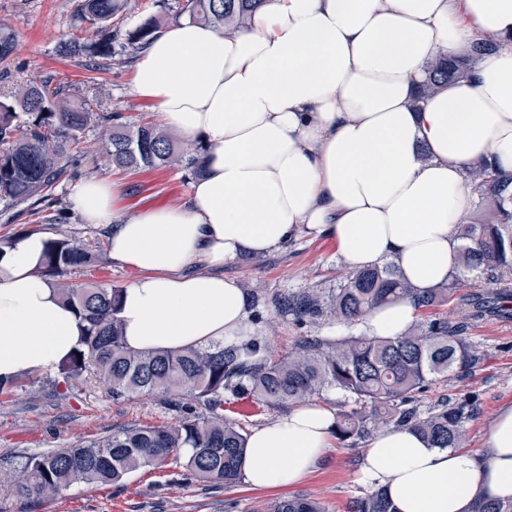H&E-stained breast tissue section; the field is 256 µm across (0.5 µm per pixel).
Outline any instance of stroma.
<instances>
[{"mask_svg":"<svg viewBox=\"0 0 512 512\" xmlns=\"http://www.w3.org/2000/svg\"><path fill=\"white\" fill-rule=\"evenodd\" d=\"M157 11L155 0H134L130 13L113 19L115 54L107 70L93 72L87 69L84 57H66L58 52L60 42L82 39L92 32L89 24L75 21L74 0H0V31L9 33L14 43L10 57L0 61V71L9 74L8 79L0 80V92H8L29 78L50 77L55 83L70 85L75 95L95 97L101 111L122 112L132 123L143 116L159 120L160 114L150 101L129 94L134 67L125 63L119 52L126 32ZM103 142L100 128L85 132L88 155L79 178L114 175ZM117 178L121 206L129 214L179 205L190 184L182 172L171 170H147ZM74 186L69 180L53 190L59 206L69 210L66 220L60 222L53 218L56 208L13 222L0 209V238L41 233L50 238L66 236L107 243L109 228L80 223L76 212L71 211ZM348 272L335 241L308 235L263 255L261 262L245 256L224 268L225 277L235 280L243 290L264 289L265 300L251 303L250 309L264 351L273 358L288 354L303 336L336 338L360 333V326L332 320L295 325L280 317L271 302L273 296L287 292L336 285ZM467 334L484 350L483 365L473 375L434 382L418 396L416 404L424 411L444 398H473L476 410L465 424L462 446L480 454L488 446L487 432L496 410L512 400V318L471 320ZM179 416V410L160 395L113 399L90 370L71 377L55 369L23 377L12 392L0 394V512H224L228 498L236 501L235 512H267L274 501L293 495L317 499L325 512H347L350 499L364 489L359 470L366 445L360 442L352 446L332 444L313 473L276 489L254 488L244 482L228 489L212 488L168 470L147 468L119 486L75 484L63 494L47 495L35 502L18 499L10 492L13 468L25 455L78 440L90 441L108 430L132 424L166 425Z\"/></svg>","mask_w":512,"mask_h":512,"instance_id":"obj_1","label":"stroma"}]
</instances>
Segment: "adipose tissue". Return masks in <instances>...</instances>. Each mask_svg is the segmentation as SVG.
<instances>
[{
  "label": "adipose tissue",
  "instance_id": "obj_1",
  "mask_svg": "<svg viewBox=\"0 0 512 512\" xmlns=\"http://www.w3.org/2000/svg\"><path fill=\"white\" fill-rule=\"evenodd\" d=\"M493 34L494 51L424 102L425 63ZM132 92L184 140L207 147L175 207L124 215L119 185L73 188L82 223L112 227L109 252L136 271L119 317L133 350L237 346L256 330L249 299L222 272L306 233L335 241L353 269L393 264L419 294L459 275L476 198L470 168L512 175V0H268L224 37L189 20L157 31ZM47 238L0 246V380L46 372L83 346L84 324L41 274ZM412 300L368 312V335L395 338ZM335 412L312 404L251 431L241 472L256 488L306 477L326 456ZM491 455L438 447L408 427L377 433L360 480L395 512H473L512 498V402L488 431Z\"/></svg>",
  "mask_w": 512,
  "mask_h": 512
}]
</instances>
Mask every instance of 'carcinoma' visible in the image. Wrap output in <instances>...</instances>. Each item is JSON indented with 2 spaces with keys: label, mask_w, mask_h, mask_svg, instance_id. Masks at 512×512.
Masks as SVG:
<instances>
[{
  "label": "carcinoma",
  "mask_w": 512,
  "mask_h": 512,
  "mask_svg": "<svg viewBox=\"0 0 512 512\" xmlns=\"http://www.w3.org/2000/svg\"><path fill=\"white\" fill-rule=\"evenodd\" d=\"M131 0H75V16L95 27V38L66 40L61 52L89 58L92 71L107 69L112 57V19L129 10ZM265 0H185L180 14L225 36L251 25ZM161 20L145 18L126 32L122 45L133 61L145 48ZM495 38L488 34L472 45L467 56L437 55L425 66L426 81L419 91L423 102L448 85L464 79L474 58L490 51ZM89 97L73 100L65 85L52 79H33L0 99V201L9 209L22 207L28 216L53 205V187L77 172L86 157L82 135L90 127L106 133V155L122 173L164 168L201 171L205 146L185 142L149 121L131 125L120 112H97ZM468 178L481 207L478 222L457 227L463 242L462 273L449 283L417 297V306L440 305L450 299L473 308L484 306L483 294H460L468 273L478 270L497 286V299L512 300V177L500 176L479 165ZM105 263L104 253L63 237L47 242L42 273L58 278L65 303L86 323L84 347L58 365L59 372L77 376L91 366L112 397L160 393L174 405L190 397L209 416L185 408L174 422L153 427L130 425L88 444L30 454L17 466L12 491L28 501L59 494L77 483L112 486L144 469L177 467L198 483L230 487L241 477L247 435L238 423L224 419V394H246L275 408L296 407L328 388L354 400L355 407L336 416L337 440H370L390 426L415 429L441 447H458L464 423L475 402L445 399L421 412L415 398L439 379L467 376L476 371L484 354L466 337L469 323L443 317L419 321L395 338L350 334L336 339L303 336L294 351L277 359L260 354L261 345L245 347L215 343L206 348L177 351H133L123 342L118 305L121 289L108 284L74 285L61 280L67 272ZM416 297L391 264L367 267L343 277L328 291L306 288L275 298L276 310L298 325L325 317L354 325L369 310L386 302ZM270 512H324L322 505L299 495L275 501ZM349 512H392L378 490L352 498ZM474 512H512V500H482Z\"/></svg>",
  "instance_id": "cac0c4a2"
}]
</instances>
